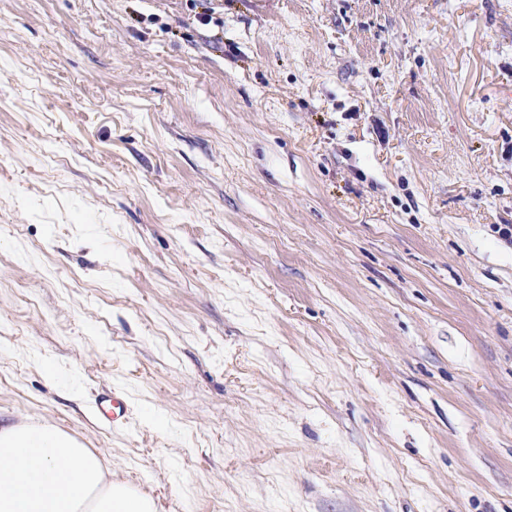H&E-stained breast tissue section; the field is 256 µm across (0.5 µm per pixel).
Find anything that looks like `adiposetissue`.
<instances>
[{
  "mask_svg": "<svg viewBox=\"0 0 512 512\" xmlns=\"http://www.w3.org/2000/svg\"><path fill=\"white\" fill-rule=\"evenodd\" d=\"M0 512H155L94 451L56 426L0 427Z\"/></svg>",
  "mask_w": 512,
  "mask_h": 512,
  "instance_id": "obj_1",
  "label": "adipose tissue"
}]
</instances>
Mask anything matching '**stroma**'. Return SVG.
<instances>
[{"label":"stroma","mask_w":512,"mask_h":512,"mask_svg":"<svg viewBox=\"0 0 512 512\" xmlns=\"http://www.w3.org/2000/svg\"><path fill=\"white\" fill-rule=\"evenodd\" d=\"M508 225L512 0H0V422L156 512H512ZM128 413L127 402L112 393H101L95 403V414L103 424L127 426L126 416Z\"/></svg>","instance_id":"35a3bbf8"}]
</instances>
